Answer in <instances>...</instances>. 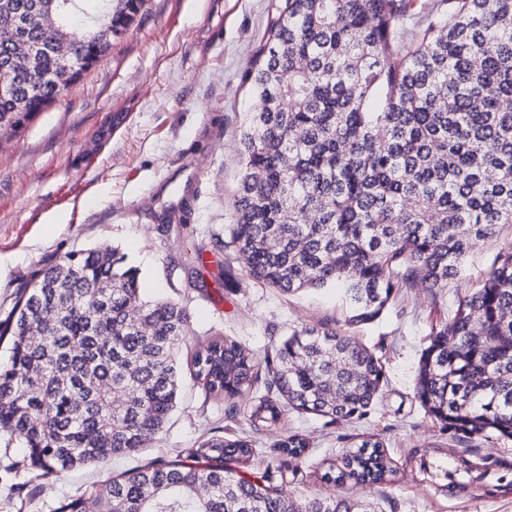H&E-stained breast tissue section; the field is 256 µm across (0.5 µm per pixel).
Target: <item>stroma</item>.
Segmentation results:
<instances>
[{
    "label": "stroma",
    "mask_w": 512,
    "mask_h": 512,
    "mask_svg": "<svg viewBox=\"0 0 512 512\" xmlns=\"http://www.w3.org/2000/svg\"><path fill=\"white\" fill-rule=\"evenodd\" d=\"M278 0H145L112 52L67 97L0 144V322L40 272L79 249L118 248L140 272L146 294L186 306L192 333L183 354L223 331L257 356L302 324H343L335 290L285 296L254 282L221 246L232 222L241 126L256 100L243 81L265 40ZM175 209V223L164 212ZM204 261L186 269L192 247ZM198 273L207 291L190 288ZM455 292L401 290L356 338L375 348L387 383L360 420L326 424L286 412L255 434L263 472L272 444L299 433L307 458L284 484L291 498L365 499L376 512H512V441H465L442 431L414 392L418 361L432 328L445 322ZM228 406L205 401L185 380L158 440L129 457L43 477L24 466L18 439L0 430V512H55L70 497L151 460L174 459L215 426ZM382 441L396 473L380 484L324 480L330 462L362 440ZM464 456L482 482L465 486L436 464Z\"/></svg>",
    "instance_id": "stroma-1"
}]
</instances>
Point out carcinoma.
<instances>
[{"instance_id":"carcinoma-1","label":"carcinoma","mask_w":512,"mask_h":512,"mask_svg":"<svg viewBox=\"0 0 512 512\" xmlns=\"http://www.w3.org/2000/svg\"><path fill=\"white\" fill-rule=\"evenodd\" d=\"M144 0H0V72L25 46L67 40L104 53L91 32L127 31ZM413 0H283L244 81L263 106L241 137L230 240L254 281L284 294L336 287L358 328L394 294L452 288L471 246L512 227V0H440L421 19ZM76 83L46 86L26 112L0 98V136H13ZM108 246L71 252L45 268L0 323V429L29 464L59 477L81 465L138 453L176 407L187 308L147 300L139 270ZM204 400L229 404L264 387L244 413L251 429L294 410L358 420L382 394L375 351L328 323L294 328L258 358L215 332L187 360ZM415 395L462 438L512 441V248L498 251L476 287L457 296L422 351ZM215 434L185 459L112 476L58 512H373L347 498L292 500L286 457L308 448L276 442L261 475L247 435ZM394 474L382 445L364 440L324 478L369 484Z\"/></svg>"}]
</instances>
